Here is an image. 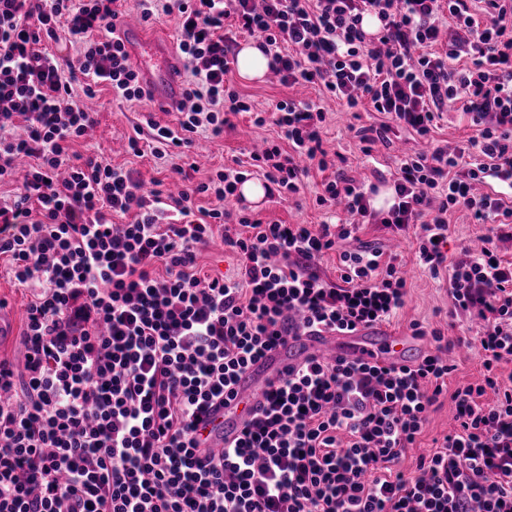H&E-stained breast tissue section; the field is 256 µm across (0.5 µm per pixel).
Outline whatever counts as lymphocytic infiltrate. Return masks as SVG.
I'll use <instances>...</instances> for the list:
<instances>
[{"mask_svg":"<svg viewBox=\"0 0 512 512\" xmlns=\"http://www.w3.org/2000/svg\"><path fill=\"white\" fill-rule=\"evenodd\" d=\"M143 20L176 15L185 70L178 128L134 126L136 157L191 148L253 112L231 86L238 40L257 39L287 87L325 90L384 115L359 128L364 156L405 129L425 137L447 107L475 128L463 146L404 153L394 203L377 217L363 184L322 147L323 108L276 103L277 140L253 154L280 197L300 189L307 158L325 172L317 201L336 223L233 218L244 171L227 167L178 195L146 190L139 172L73 152L93 128L81 97L97 87L139 102L148 93L113 31L118 0H0V256L30 293L23 370L0 358V512H512V262L493 236L449 260L448 217L512 223V0H137ZM377 32H366L365 15ZM67 32L75 59L49 51ZM216 208L195 213L194 197ZM414 231L419 260L448 276V315L471 341L412 323L429 349L414 367L310 358L268 381L264 402L221 454H197V421L237 377L301 329L386 324L405 305L395 256L358 244L339 282L317 263L361 225ZM236 277L200 273L216 224ZM477 348L482 383L449 388L456 347ZM450 401L452 431L412 476L396 464Z\"/></svg>","mask_w":512,"mask_h":512,"instance_id":"1","label":"lymphocytic infiltrate"}]
</instances>
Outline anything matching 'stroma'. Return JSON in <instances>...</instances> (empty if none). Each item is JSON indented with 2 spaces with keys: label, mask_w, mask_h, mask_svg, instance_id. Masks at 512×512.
<instances>
[{
  "label": "stroma",
  "mask_w": 512,
  "mask_h": 512,
  "mask_svg": "<svg viewBox=\"0 0 512 512\" xmlns=\"http://www.w3.org/2000/svg\"><path fill=\"white\" fill-rule=\"evenodd\" d=\"M230 79L235 90L249 99L258 111L272 110L278 101L294 97L296 94L295 89L281 85L270 75L261 81H247L234 72L231 73ZM306 95L310 100L320 103L326 113L324 149L328 154L341 155V168L365 185H374L381 190L389 189L396 170L395 148L414 150L421 146L416 134L404 131L399 138L394 139L392 147L377 154L375 161H366L353 130L360 126L379 124L382 120L381 115L375 112H350L338 101L326 97L316 89L307 90ZM94 104L98 112L97 123L85 138L75 144V151L84 155L98 153L111 160L113 165L135 169L147 187L162 191L169 189L170 169L176 164L187 168L188 177L194 183L206 181L216 169L238 164L249 166L251 178L262 179V170L250 167L249 155L263 140L273 139L277 134L274 125L257 127L248 117L239 115L233 117L232 127L225 129L223 136H197L194 149L185 157L136 158L127 153L126 146L134 125L139 122L142 115H151L160 125L175 129L179 126V113L153 111L152 103L148 100L126 102L113 99L111 90L106 88L98 92ZM322 180V173L311 171L309 178L302 183L299 193L292 198L284 200L268 195L258 202L248 204L246 213L265 223L320 224L332 221L334 208L321 206L316 202L317 194L322 191ZM359 236L364 242L386 251H396L400 255L407 278L408 295L405 306L391 323L392 328L406 331L409 330L411 323L416 321L425 325L447 327L449 335L452 336L468 335L466 322L457 320L451 324L447 323L445 313L448 309V283L445 278L432 277L419 263L416 257L417 242L413 233L409 232L397 238L384 225L367 224L362 227ZM198 265L205 273L236 276L238 260L235 254L225 249L221 227H214L212 238L200 249ZM7 270V262L0 260V300L15 314V335L10 345L0 348V358L12 360L22 350V315L30 294L27 290L14 285Z\"/></svg>",
  "instance_id": "1"
}]
</instances>
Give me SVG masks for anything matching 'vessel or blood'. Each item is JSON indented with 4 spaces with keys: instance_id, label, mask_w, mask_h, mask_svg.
Returning a JSON list of instances; mask_svg holds the SVG:
<instances>
[{
    "instance_id": "obj_1",
    "label": "vessel or blood",
    "mask_w": 512,
    "mask_h": 512,
    "mask_svg": "<svg viewBox=\"0 0 512 512\" xmlns=\"http://www.w3.org/2000/svg\"><path fill=\"white\" fill-rule=\"evenodd\" d=\"M114 26L155 105L173 110L183 98L184 86L170 46L148 37L140 24L121 18L115 20ZM313 355L330 360L364 359L382 366L411 367L422 357V344L412 334L378 326L361 328L350 335L287 336L237 380L226 406L211 408L198 422L196 434L201 454L223 448L236 439L250 411L259 406L267 380L287 373Z\"/></svg>"
}]
</instances>
